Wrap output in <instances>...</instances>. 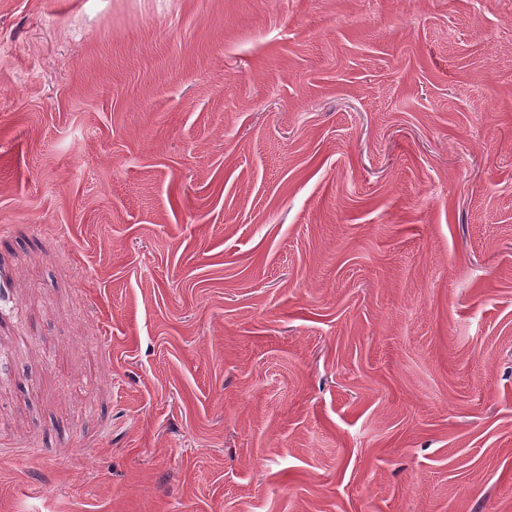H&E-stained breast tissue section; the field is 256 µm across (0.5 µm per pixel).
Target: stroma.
<instances>
[{"mask_svg":"<svg viewBox=\"0 0 512 512\" xmlns=\"http://www.w3.org/2000/svg\"><path fill=\"white\" fill-rule=\"evenodd\" d=\"M0 512H512V0H0Z\"/></svg>","mask_w":512,"mask_h":512,"instance_id":"35a3bbf8","label":"stroma"}]
</instances>
